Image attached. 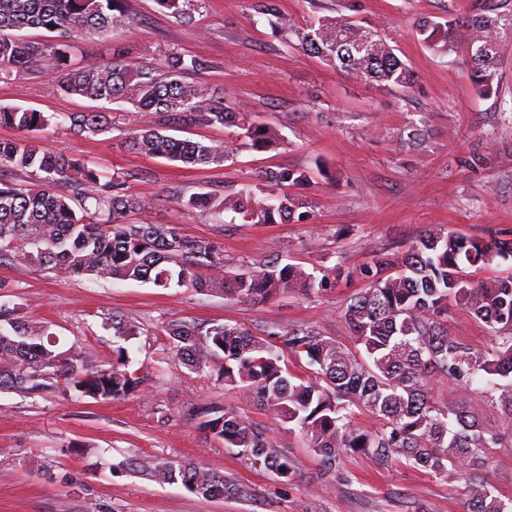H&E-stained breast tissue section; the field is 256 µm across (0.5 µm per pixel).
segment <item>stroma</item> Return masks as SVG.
Instances as JSON below:
<instances>
[{
    "label": "stroma",
    "mask_w": 512,
    "mask_h": 512,
    "mask_svg": "<svg viewBox=\"0 0 512 512\" xmlns=\"http://www.w3.org/2000/svg\"><path fill=\"white\" fill-rule=\"evenodd\" d=\"M356 19L377 29L414 71L407 94L359 83L284 42L267 20L252 16L249 0H208L195 25L181 26L155 11L153 0H127L137 22L117 41L74 39V63L109 57L157 56L175 47L210 62L195 79L243 100L287 144L258 152L237 144L221 167L193 169L134 153L124 143L139 116L131 105L116 113L102 135H73L66 125L40 131L44 148L84 161L105 176L128 175L130 193L152 199L150 219L221 247L224 269L245 268L271 248L286 262L325 277L326 289L295 292L262 304L203 294L191 288L158 290L135 281L71 277L36 266L0 263V301L21 316L49 322L60 348L80 346L93 362L110 366L114 338L105 317L118 313L143 325L131 349L130 372L139 391L98 402L75 393L0 392V512H467L463 482L447 483L402 462L364 454L337 457L332 471L256 400L224 386L215 372H194L168 356V321L239 324L252 331L303 325L342 344L351 296L367 288L362 268L378 253L399 254L425 230L441 227L466 237L512 239V45L503 52L500 91L480 95L462 75L464 54L436 55L415 35L420 18L459 16L475 0H358ZM60 75L41 70L0 80V104L65 116L95 102L64 95ZM426 120L415 148L400 131ZM324 163L339 182L313 177L302 193L311 204L307 224L223 223L175 204L172 193H229L268 168H315ZM448 331L491 350L497 339L463 309L450 306ZM477 382L471 410L504 434L491 449L490 482L512 498V424L494 409ZM229 404L276 447L295 459L290 481L251 464L198 427L194 410ZM154 459L193 460L249 487L245 499H204L181 484L136 473Z\"/></svg>",
    "instance_id": "35a3bbf8"
}]
</instances>
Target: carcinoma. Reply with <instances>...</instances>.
I'll list each match as a JSON object with an SVG mask.
<instances>
[{"label": "carcinoma", "mask_w": 512, "mask_h": 512, "mask_svg": "<svg viewBox=\"0 0 512 512\" xmlns=\"http://www.w3.org/2000/svg\"><path fill=\"white\" fill-rule=\"evenodd\" d=\"M207 0H155L160 11L180 24L191 25ZM252 10L267 19L286 41L296 37L300 48L360 81L389 89L412 87L411 67L386 38L343 16L313 14L303 27L282 17L278 0H253ZM136 27L124 0H0V76L52 68L60 73V89L93 102H123L140 115L128 133L129 150L178 162L186 167L222 166L230 146L223 140L193 141L163 133L156 116L181 125L221 124L235 127L244 144L256 151L283 144L280 130L258 118L240 101L224 97L187 75L210 68L208 61L187 58L175 47L142 62L126 58L118 48L112 57L76 66L71 41L85 34L128 35ZM43 28L53 36L30 42L13 30ZM420 42L439 55L467 45L464 77L482 94L496 92L504 45L512 43V0H479L478 8L458 18L417 23ZM54 116L21 106L0 105V126L20 136L0 141V169L16 179H0V262L60 271L71 277L138 281L153 287L193 288L221 292L227 299L265 303L296 289L311 291L325 280L303 268L282 263L276 248L254 265L205 278L200 269L224 267V255L204 238L187 237L177 228L143 219L125 222L131 214L147 215L151 200L128 191L127 178L101 179L80 160L47 150L36 134ZM69 130L80 136L108 132L106 112L71 114ZM310 172L280 168L263 172L257 183L231 193L185 195L174 192L183 210L220 220L226 212L245 224H303L307 203L282 191L310 184ZM496 258L512 259V239L486 242L430 229L400 256H377L363 269L369 288L350 298L345 317L351 340L361 355L298 326H279L255 333L228 323L198 326L172 320L165 326L168 351L188 369L208 367L224 385L257 400L284 425L299 429L325 470L342 453H361L389 462L404 459L439 479L465 482L467 512H512L489 483V449L502 444L501 432L471 411L466 392L478 378H500L491 405L512 420V278L474 282L467 268H481ZM455 304L480 321L498 342L491 351L478 350L448 334V306ZM115 338L127 343L142 327L119 316L106 318ZM304 355L307 377L288 372L285 354ZM128 350L115 348L108 368L91 363L77 346L58 348V339L44 322L26 320L8 302L0 303V391L39 393L73 390L94 400L122 399L137 391L140 378L128 370ZM439 376L457 390L436 400L428 382ZM378 418L380 427L366 430L354 421V409ZM226 448H237L254 465L291 480L294 459L252 427L231 406L203 404L195 411ZM163 483H180L204 499L248 489L198 462L159 460L150 467Z\"/></svg>", "instance_id": "cac0c4a2"}]
</instances>
